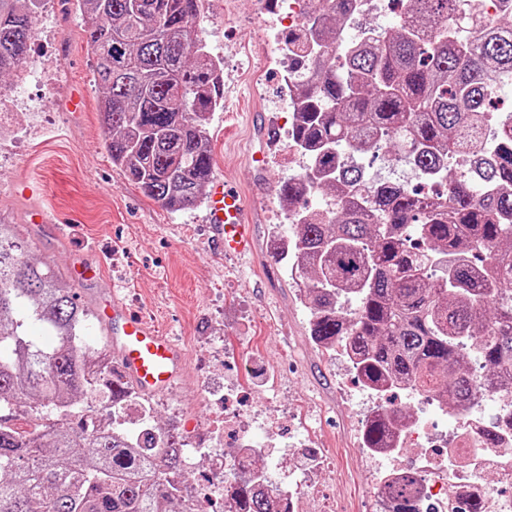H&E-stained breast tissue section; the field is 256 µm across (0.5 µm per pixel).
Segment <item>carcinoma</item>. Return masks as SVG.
<instances>
[{"instance_id":"obj_1","label":"carcinoma","mask_w":512,"mask_h":512,"mask_svg":"<svg viewBox=\"0 0 512 512\" xmlns=\"http://www.w3.org/2000/svg\"><path fill=\"white\" fill-rule=\"evenodd\" d=\"M71 1L104 89L112 164L169 210L200 203L213 169L209 120L224 99L222 62L197 28L201 0ZM309 2L307 25L284 44L308 50L290 90L298 112L288 139L310 165L278 196L290 211L314 193L325 203L273 249L307 277L313 342L342 345L366 388L449 391L467 408L512 380V112L488 108L512 84V12L488 27L484 0H402L398 26L382 29L360 22L356 0ZM451 12L459 34L441 25ZM346 23L361 35L338 46ZM32 25L28 6L0 0V77L26 63ZM388 143L444 191L373 185L344 162L346 151L361 159ZM89 319L62 275L29 259L17 225L0 224V512H182L186 448L174 429L135 439L107 421L84 424L86 401L111 372L107 354L89 358ZM31 324L53 344L33 340ZM110 393L116 406L136 391L119 376ZM28 395L36 405L19 424L13 406ZM407 423L403 412L371 416L365 446L391 444ZM265 483L254 474L224 497L235 512H288ZM416 483L389 487L394 512H415Z\"/></svg>"}]
</instances>
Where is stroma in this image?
Masks as SVG:
<instances>
[{"mask_svg":"<svg viewBox=\"0 0 512 512\" xmlns=\"http://www.w3.org/2000/svg\"><path fill=\"white\" fill-rule=\"evenodd\" d=\"M45 11L53 24L35 23L29 51L44 82L26 85L24 102L0 118V221L19 225L30 256L63 276L79 263L100 266L95 281L71 284L81 305L95 308L100 290L112 289L187 350L184 375L152 398L157 424H174L195 451L227 450L209 429L212 413L247 417L258 435L278 413L289 442L305 427L325 453L319 496L340 512H373L379 467L368 462L351 403L367 391L341 355L311 341L291 262L268 247L272 232H294L278 185L309 164L288 145L292 115L281 109L274 60L282 27L272 11L255 0H202L199 17L202 40L224 63V106L209 124L213 174L241 190L254 220L255 255L245 260L213 250L205 204L170 211L113 166L83 17L63 0H37L33 14ZM77 93L84 104L73 112ZM40 208L52 223H32ZM260 366L275 371L276 386L255 388Z\"/></svg>","mask_w":512,"mask_h":512,"instance_id":"obj_1","label":"stroma"}]
</instances>
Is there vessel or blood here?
I'll return each mask as SVG.
<instances>
[{
  "mask_svg": "<svg viewBox=\"0 0 512 512\" xmlns=\"http://www.w3.org/2000/svg\"><path fill=\"white\" fill-rule=\"evenodd\" d=\"M206 222L214 246L230 255L253 247V226L241 194L230 184L213 179ZM100 322L107 347L125 377L142 393L167 390L180 375L184 349L163 336L145 318L134 316L116 297L100 298Z\"/></svg>",
  "mask_w": 512,
  "mask_h": 512,
  "instance_id": "b4317fda",
  "label": "vessel or blood"
}]
</instances>
